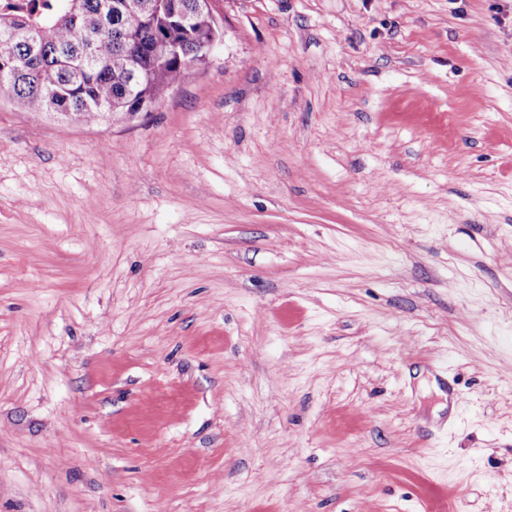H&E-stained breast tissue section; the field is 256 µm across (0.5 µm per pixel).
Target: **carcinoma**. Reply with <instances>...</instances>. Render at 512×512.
<instances>
[{
    "instance_id": "carcinoma-1",
    "label": "carcinoma",
    "mask_w": 512,
    "mask_h": 512,
    "mask_svg": "<svg viewBox=\"0 0 512 512\" xmlns=\"http://www.w3.org/2000/svg\"><path fill=\"white\" fill-rule=\"evenodd\" d=\"M0 0V60H13L0 71V94L19 109L66 115L84 123H107L113 106L153 105L177 83L187 63L200 62L198 43L219 34L198 0ZM195 13L184 27L179 14ZM23 31L10 43L4 35ZM145 46L159 38L184 49L181 57L158 62L134 58L126 37Z\"/></svg>"
}]
</instances>
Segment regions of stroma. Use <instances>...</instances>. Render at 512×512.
I'll return each instance as SVG.
<instances>
[{
	"mask_svg": "<svg viewBox=\"0 0 512 512\" xmlns=\"http://www.w3.org/2000/svg\"><path fill=\"white\" fill-rule=\"evenodd\" d=\"M149 113L0 96V512H512V0H212Z\"/></svg>",
	"mask_w": 512,
	"mask_h": 512,
	"instance_id": "1",
	"label": "stroma"
}]
</instances>
